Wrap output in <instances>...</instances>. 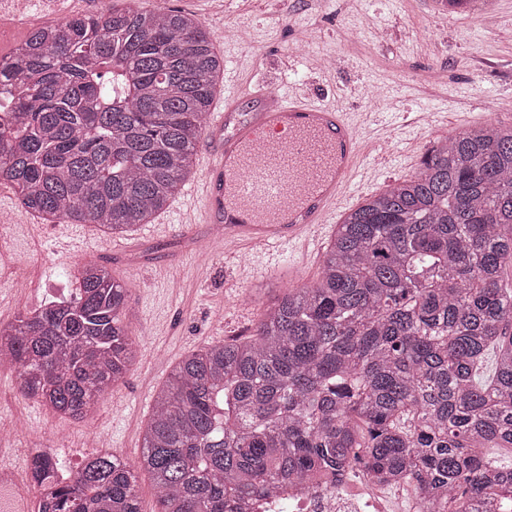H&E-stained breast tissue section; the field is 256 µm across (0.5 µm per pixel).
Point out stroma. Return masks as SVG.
<instances>
[{
  "label": "stroma",
  "instance_id": "stroma-1",
  "mask_svg": "<svg viewBox=\"0 0 512 512\" xmlns=\"http://www.w3.org/2000/svg\"><path fill=\"white\" fill-rule=\"evenodd\" d=\"M224 2L169 5L213 32L229 22L250 29L249 43L215 42L234 61L239 87L268 78L279 91L293 89L350 114L363 143L359 164L370 177L352 189L349 208L412 175L449 134L512 126V0H493L480 16L448 13L435 0H234L229 11ZM351 25L362 30L353 43ZM382 27L388 37L381 42ZM322 52L336 56L337 68L317 70L313 57ZM431 72L436 81H427ZM8 210L16 221L0 228L1 325L58 289L77 288V264L94 259L127 288L141 336L136 363L82 421L22 396L15 366H0V448L12 449V464L24 473L30 449H69L75 465L96 434L109 435L113 450L137 468L155 394L178 361L204 345L253 336L275 296L319 280L323 247L336 235L328 229L313 251L284 244L268 253L176 214L163 234L142 227L110 239L77 224L61 240L55 225L32 217L17 197H9Z\"/></svg>",
  "mask_w": 512,
  "mask_h": 512
}]
</instances>
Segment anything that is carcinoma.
<instances>
[{"mask_svg": "<svg viewBox=\"0 0 512 512\" xmlns=\"http://www.w3.org/2000/svg\"><path fill=\"white\" fill-rule=\"evenodd\" d=\"M224 62L170 8L41 24L0 56V185L56 224L124 236L181 191ZM512 133L480 127L347 214L322 276L266 308L254 337L188 353L157 392L140 468L162 512H227L315 471L408 479L423 512H501L512 466ZM79 288L0 326L19 390L84 420L137 360L127 289L94 261ZM58 468L33 457L41 480ZM40 512H141L121 458L54 480Z\"/></svg>", "mask_w": 512, "mask_h": 512, "instance_id": "1", "label": "carcinoma"}]
</instances>
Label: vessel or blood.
<instances>
[{"mask_svg": "<svg viewBox=\"0 0 512 512\" xmlns=\"http://www.w3.org/2000/svg\"><path fill=\"white\" fill-rule=\"evenodd\" d=\"M245 99L255 108L243 117ZM358 136L336 106L262 84L225 90L208 115L203 175L186 195L228 240L269 249L317 236L360 174Z\"/></svg>", "mask_w": 512, "mask_h": 512, "instance_id": "1", "label": "vessel or blood"}]
</instances>
